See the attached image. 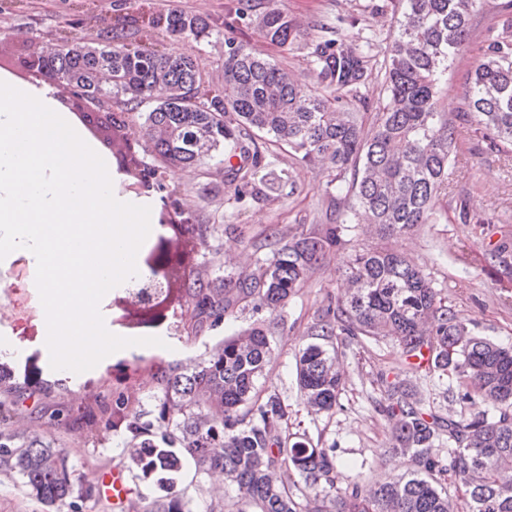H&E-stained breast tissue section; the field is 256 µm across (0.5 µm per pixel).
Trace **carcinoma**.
Instances as JSON below:
<instances>
[{
    "label": "carcinoma",
    "mask_w": 512,
    "mask_h": 512,
    "mask_svg": "<svg viewBox=\"0 0 512 512\" xmlns=\"http://www.w3.org/2000/svg\"><path fill=\"white\" fill-rule=\"evenodd\" d=\"M482 0H393L395 34L382 43L368 37L351 45L340 33L345 19L318 21L307 36L296 19L271 2L234 0L224 20L179 9L158 11L143 0L137 13L117 11L94 42L63 37L24 61L37 77L61 82L99 111L82 125L97 124L125 173L165 189L167 166L200 168L215 162L235 200L255 192L252 177L269 166L274 146L293 159L292 174L270 173L269 188H297L293 173L320 167L327 173L336 220L318 233L286 240L277 225L265 232L268 254L257 275L216 286L198 271L173 267L187 286L189 326L218 324L248 300L255 312L276 316L341 242L348 224H374L383 236L428 224L440 195L448 192V163L457 153L456 119L438 111L439 86L469 34ZM280 53L306 51L313 85L296 83L288 69L224 38V79L203 77L187 49L160 52L163 38L199 43L244 21ZM380 87L376 104L360 87ZM149 103L147 112L139 107ZM108 106L110 110L101 111ZM461 117L493 148L512 147V17L493 29L473 66ZM140 124L144 143L131 144L125 129ZM150 154L155 164L140 159ZM176 229L204 244L210 227L180 213ZM348 296L318 311L310 327L315 341L296 362L303 404L329 414L339 405L343 380L329 344L338 336L359 341L388 338L410 364L429 352V371L451 373L462 402L496 404V413L448 419L426 413L404 382L384 381L382 412L391 425L387 452L410 462L399 479L371 488L358 481L336 486L341 476L331 448L289 439L288 404L258 385L271 362L270 328L257 323L216 345L195 365H160L155 379L160 414L173 428L152 432L129 402L117 399L86 424L97 432L122 429L130 468L154 479L161 491L146 512H184L177 478L191 462L221 471L243 492L241 502L259 512H512V348L475 335L411 259L367 248L352 259ZM18 387L0 368V423L7 398ZM448 431L449 463L435 446ZM0 471L21 478L28 494L54 512L72 507L74 483L59 447L39 435L0 430Z\"/></svg>",
    "instance_id": "1"
}]
</instances>
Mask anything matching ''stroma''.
I'll return each instance as SVG.
<instances>
[{
    "label": "stroma",
    "mask_w": 512,
    "mask_h": 512,
    "mask_svg": "<svg viewBox=\"0 0 512 512\" xmlns=\"http://www.w3.org/2000/svg\"><path fill=\"white\" fill-rule=\"evenodd\" d=\"M501 3L484 0L473 16L467 44L441 86L439 111L453 115L461 107L486 32L501 20ZM137 4L138 0H95L88 15L78 9L77 0H0V73L25 80L19 66L21 57L53 45L61 36L97 40L114 10L132 13ZM275 4L308 26L318 20L332 23L339 17L356 18V26L342 28L346 40L355 45L373 32L388 36L396 25L391 0H275ZM457 141L458 151L448 170V194L438 201L431 223L388 240L375 228L350 225L340 245L328 252L324 263L281 311L282 322L270 338L272 359L262 383L288 404L290 436L335 449L348 478L363 483L397 478L408 471L403 459L383 453L390 432L380 412L385 403L381 380L399 366L398 347L387 339L361 343L339 337L335 349L344 385L331 414H316L304 407L296 376L297 355L311 341L309 328L317 311L341 295L342 274L355 252L385 244L410 257L429 274L435 288L475 334L512 347V150L491 148L468 121L458 122ZM296 181L294 195L264 189L240 202L225 191L220 175H205L198 169L186 173L181 181H167L162 190L133 186L127 177L121 191L151 199L156 205L157 230L141 253L143 266L156 279H163L168 259L176 255L210 278L223 279L258 273L266 254L261 232L268 225H278L289 238L333 221L336 208L326 193L325 175L304 170ZM461 197L482 215V223H463L456 206ZM179 209L194 212L199 223L213 225L207 245L175 235L170 223ZM20 298V304L10 310L9 325L0 328V341L14 340L30 349L24 363L9 364L12 380L22 391L11 424L13 429L25 428L55 439L77 484L128 467L125 434L112 430L94 438L80 422L83 415L98 413L122 396L144 420L158 422L160 393L153 377L158 364L201 361L222 340L264 319L243 301L234 315L190 335L183 328L188 310L186 291H175L173 303L148 311L133 305L127 289L120 288L103 301L108 327L128 337H165L172 351L133 348L90 375L69 379L52 375L42 357L44 314L37 288L21 289ZM406 378L426 409L441 417L495 411L492 404L481 401L458 402L453 375L410 372ZM177 491L186 512H206L216 497L231 503L238 496L235 486H216L210 472L191 463L183 469Z\"/></svg>",
    "instance_id": "stroma-1"
}]
</instances>
